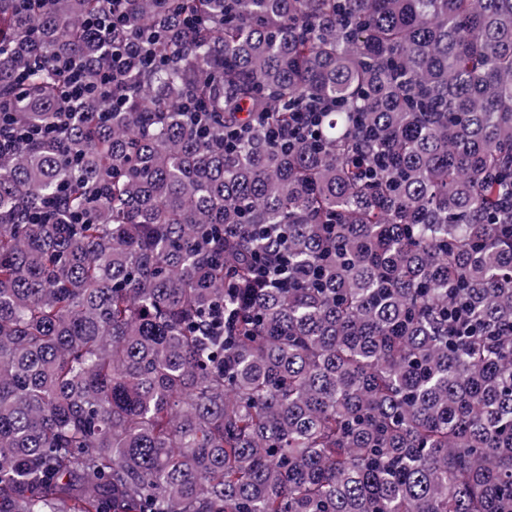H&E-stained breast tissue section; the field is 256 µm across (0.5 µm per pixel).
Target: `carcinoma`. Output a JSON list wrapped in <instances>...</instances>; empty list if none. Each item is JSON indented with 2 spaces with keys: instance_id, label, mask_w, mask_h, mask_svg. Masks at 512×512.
Segmentation results:
<instances>
[{
  "instance_id": "obj_1",
  "label": "carcinoma",
  "mask_w": 512,
  "mask_h": 512,
  "mask_svg": "<svg viewBox=\"0 0 512 512\" xmlns=\"http://www.w3.org/2000/svg\"><path fill=\"white\" fill-rule=\"evenodd\" d=\"M71 56L0 153V512H512V0H0L17 121ZM58 67L63 70L68 77V84L63 93V101L66 105L67 112H74L79 109L84 97L90 93L89 86L84 78L83 67L81 63L76 60L61 61ZM322 107L321 101L310 99L298 112H294L293 126L288 132L277 130L272 132V137L276 140L291 141L297 139L299 135L306 134L315 126V118ZM64 133V126L42 129L34 126H22L2 119L0 121V153L14 151L22 145L47 136L60 137Z\"/></svg>"
}]
</instances>
